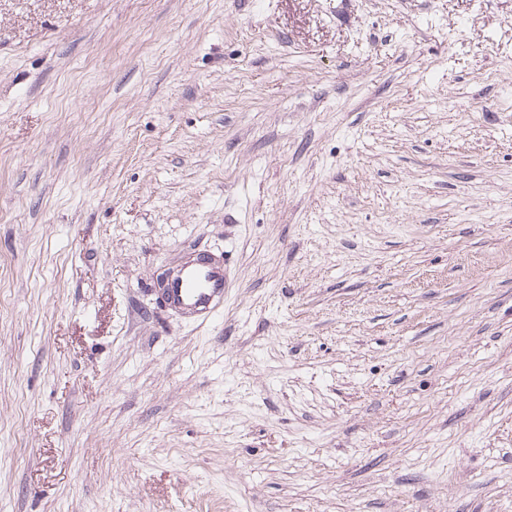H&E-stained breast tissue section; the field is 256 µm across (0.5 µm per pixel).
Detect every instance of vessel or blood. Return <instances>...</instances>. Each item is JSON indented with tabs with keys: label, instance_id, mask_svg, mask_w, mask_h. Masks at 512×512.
I'll list each match as a JSON object with an SVG mask.
<instances>
[{
	"label": "vessel or blood",
	"instance_id": "b4317fda",
	"mask_svg": "<svg viewBox=\"0 0 512 512\" xmlns=\"http://www.w3.org/2000/svg\"><path fill=\"white\" fill-rule=\"evenodd\" d=\"M227 286L222 269L189 263L171 284L165 302L179 313L210 314L216 311Z\"/></svg>",
	"mask_w": 512,
	"mask_h": 512
}]
</instances>
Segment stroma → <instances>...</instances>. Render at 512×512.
Here are the masks:
<instances>
[{
    "label": "stroma",
    "mask_w": 512,
    "mask_h": 512,
    "mask_svg": "<svg viewBox=\"0 0 512 512\" xmlns=\"http://www.w3.org/2000/svg\"><path fill=\"white\" fill-rule=\"evenodd\" d=\"M0 512H512V0H0ZM227 286L224 270L215 266L189 263L170 285L164 302L171 310L179 313H214Z\"/></svg>",
    "instance_id": "obj_1"
}]
</instances>
